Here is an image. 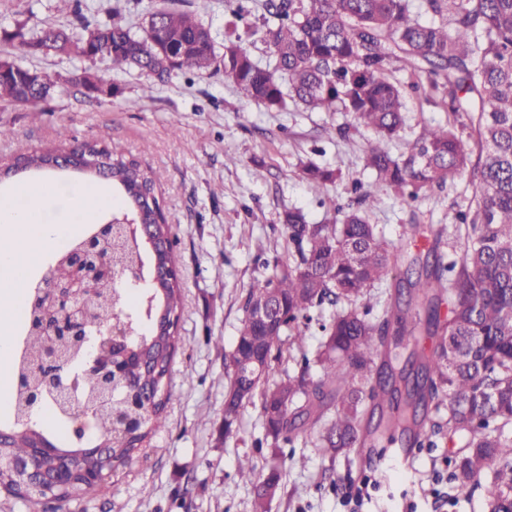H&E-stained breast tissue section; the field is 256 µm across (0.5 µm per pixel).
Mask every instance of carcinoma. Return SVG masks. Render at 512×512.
<instances>
[{"label":"carcinoma","mask_w":512,"mask_h":512,"mask_svg":"<svg viewBox=\"0 0 512 512\" xmlns=\"http://www.w3.org/2000/svg\"><path fill=\"white\" fill-rule=\"evenodd\" d=\"M59 3L73 11L81 31L36 27L21 41L26 52L103 58L161 83L222 71L244 98L269 111L294 104L343 112L376 135L365 155L375 182L355 184L356 197L345 206L330 196L319 201L332 221L311 224L300 210L283 214L288 262L264 259L224 356L230 378L224 437L238 432L240 409L257 395L266 436L276 447L304 439L335 457L384 437L431 448L459 436L464 442L453 457L455 479L484 489L490 512H512V438L504 432L512 425V0H238L222 43L186 11L161 7L139 32L115 19L117 8L109 19L91 23L81 0ZM254 12L256 20L238 34V22ZM244 36L270 51L273 67L242 46ZM5 64L1 102L36 108L60 88L48 75L34 80L20 61ZM404 68L426 76L448 99L452 119L422 126L395 156L388 143L404 128L406 89L391 72ZM67 87L97 100L114 94L83 76ZM85 149L107 159L95 176L120 190L122 211L170 237L151 175L115 144L86 143L74 152ZM60 155L20 153L12 167L56 169ZM302 174L321 184L341 178L340 170L313 162ZM462 174L472 189L466 210L451 224L403 225V237L422 242L421 257L380 292V313L369 317L371 292L397 269L401 249L369 223L362 205L384 191L411 204ZM263 301L282 308L280 321L267 328L257 327L251 312ZM89 307L94 344L109 314L130 331L123 344L128 376L115 380L105 400L99 374L85 365V347L33 329L38 317L30 308L22 315L25 336L12 364L14 394L0 460L29 458L35 473L24 477L0 466V489L33 503L47 496L44 472L64 474L55 487L58 501L99 490L105 475L131 460L163 425L172 401L166 378L180 342V282L161 288L98 283ZM314 328L321 339L311 352L306 337ZM425 339L430 347L419 348ZM285 341L294 351L293 367L274 379L272 362L280 355L273 351ZM51 347L66 361V381H74L75 391L67 402L43 401L44 410L73 425L92 418L94 442L76 434L55 444L30 414L31 393L43 386L32 369ZM253 353L260 366L247 374L241 358ZM116 413L138 416L141 432H113ZM279 479L273 467L255 486L252 512H267Z\"/></svg>","instance_id":"cac0c4a2"}]
</instances>
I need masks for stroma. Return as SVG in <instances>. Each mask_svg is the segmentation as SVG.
<instances>
[{
    "mask_svg": "<svg viewBox=\"0 0 512 512\" xmlns=\"http://www.w3.org/2000/svg\"><path fill=\"white\" fill-rule=\"evenodd\" d=\"M57 0H0V57L19 58L31 69L66 80L91 71L114 87L112 98L82 101L56 94L40 111L0 103V126L10 138L0 140V163L15 154L67 148L101 140L120 145L156 183V193L169 224L173 252L181 274L183 312L179 349L167 379L173 394L165 422L144 449L108 479L94 496L66 502L46 501L32 507L24 499L0 491V512H251L255 489L238 476V465L250 459L258 478L279 455L280 490L269 512H348L340 496L364 476H375L359 512H487L480 489H457L452 477L454 445L416 449L411 460L393 455L394 443L381 440L373 448L327 457L312 445L273 448L264 438L260 407L242 410L237 436L224 438V398L228 378L224 353L232 349L244 317L246 292L262 271L263 258L287 260L281 217L292 208L309 223L326 221L319 201L353 199L354 183L370 184L363 154L375 138L371 129L350 130L347 138H329V128L346 123L340 112L289 107L270 112L242 98L223 74L186 75L149 85L139 72L111 67L107 61L53 53L25 52L19 26L49 23L75 27ZM408 91L406 128L391 143L393 154L422 124L446 122L448 108L427 80L407 71L395 74ZM418 90H411V83ZM151 86L143 97V86ZM66 140H59V132ZM340 170L342 178L319 185L303 178V163ZM54 193L43 199L40 216L47 224L74 219L79 191L103 189L117 196L110 182L73 170L49 173ZM467 178L433 189L408 205L392 193H380L367 214L390 240H399L406 224H446L468 203ZM266 255V256H267ZM223 349H216V340Z\"/></svg>",
    "mask_w": 512,
    "mask_h": 512,
    "instance_id": "35a3bbf8",
    "label": "stroma"
}]
</instances>
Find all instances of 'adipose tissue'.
<instances>
[{"instance_id": "1", "label": "adipose tissue", "mask_w": 512, "mask_h": 512, "mask_svg": "<svg viewBox=\"0 0 512 512\" xmlns=\"http://www.w3.org/2000/svg\"><path fill=\"white\" fill-rule=\"evenodd\" d=\"M53 190L51 183L26 189L27 202L0 200V363L9 361L10 327L25 304L24 275L47 248L63 243L75 231L71 224H44L39 203Z\"/></svg>"}]
</instances>
